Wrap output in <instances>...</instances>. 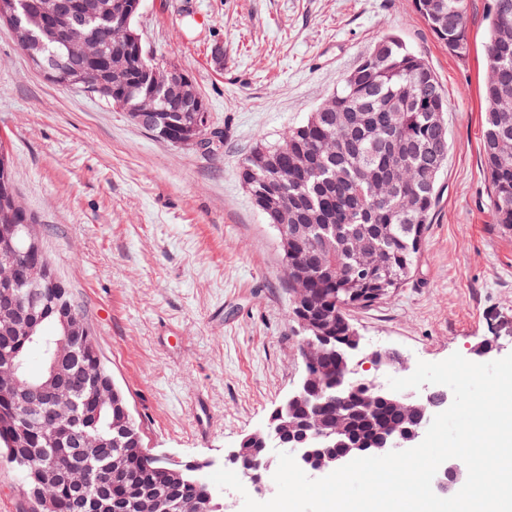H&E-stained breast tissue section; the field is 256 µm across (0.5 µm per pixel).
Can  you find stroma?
<instances>
[{
  "label": "stroma",
  "instance_id": "1",
  "mask_svg": "<svg viewBox=\"0 0 512 512\" xmlns=\"http://www.w3.org/2000/svg\"><path fill=\"white\" fill-rule=\"evenodd\" d=\"M487 6L470 0L460 59L413 0H142L136 26L155 62L191 75L221 133L208 150L161 142L96 96L45 81L0 22V141L15 188L152 456L229 468V452L300 382L279 235L238 168L304 123L387 33L447 91L449 152L413 277L351 314L365 350L398 352L406 366L365 375L512 353V236L488 217L481 152ZM493 338L499 348L478 354Z\"/></svg>",
  "mask_w": 512,
  "mask_h": 512
}]
</instances>
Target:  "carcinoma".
<instances>
[{
	"label": "carcinoma",
	"instance_id": "cac0c4a2",
	"mask_svg": "<svg viewBox=\"0 0 512 512\" xmlns=\"http://www.w3.org/2000/svg\"><path fill=\"white\" fill-rule=\"evenodd\" d=\"M50 0H0V14L13 11L19 44L28 53L52 57L73 72L110 69L127 74L119 90L122 110L139 101L147 90L138 82L141 64L134 47L112 43L102 59L90 62L68 57L50 26L46 7ZM92 11L73 21L83 36L97 40L116 25L114 13L137 15L141 0H84ZM414 8L434 38L448 53L463 59L469 52L467 14L469 0H413ZM486 61H494L499 74L482 89L485 106L481 151L489 186V214L502 232L512 234V0H489ZM331 111L316 109L307 121L288 131L281 143L256 148L241 164L239 177L255 208L263 215L285 214L290 224H307V238L281 243L283 262L305 268L307 315L327 325L329 344L320 358L321 374L305 392L306 401L289 411L304 421L316 415L324 429L336 418V345L346 331L353 308L369 307L403 287L416 270L423 237L437 200V182L448 164L449 140L439 137L434 121L445 117L448 99L424 59L393 35L382 37L358 66L330 95ZM13 155L0 144V278L29 260L31 242L39 241L35 219L9 241L2 240L14 224L19 205L11 178ZM379 245L386 264L361 268L355 259L357 239ZM31 303L43 317L42 332L61 339L58 285L15 280L0 295ZM70 315L82 323L84 340L75 347L70 380L72 399L86 410L95 433L112 437L110 448L68 445L50 424L46 405L23 412L24 431L11 416V397L0 395V440L14 436L22 447L5 449V461L20 475L23 493L36 512H94L101 496L112 500L119 512H152L155 503L169 512H205L211 487L193 476L186 465L182 474L158 460L145 459L146 448L139 422L125 394L112 386V404L89 405L92 390L82 385L80 371H102L98 385H109L96 337L81 308L64 288ZM43 349L42 368L27 377H47L51 346L45 339L26 336L23 326L0 320V357L9 356L28 367L31 346ZM349 431L337 450L365 448L376 433L405 425V418L390 401L373 399L369 409H347ZM127 424L133 436L117 435L116 425ZM63 464L68 477L57 483L37 481L48 463Z\"/></svg>",
	"mask_w": 512,
	"mask_h": 512
}]
</instances>
